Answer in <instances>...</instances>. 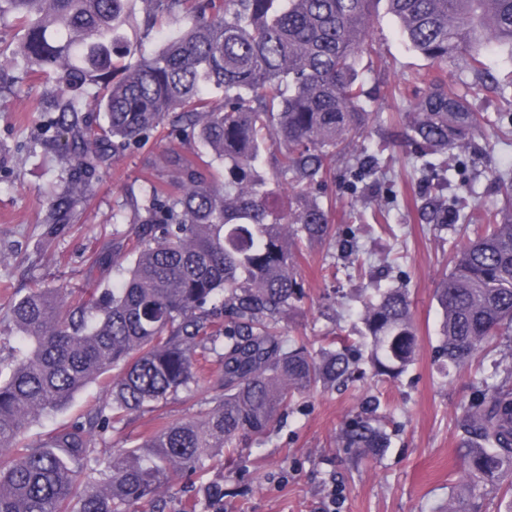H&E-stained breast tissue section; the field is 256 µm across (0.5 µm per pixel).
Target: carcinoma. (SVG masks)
Wrapping results in <instances>:
<instances>
[{"instance_id":"obj_1","label":"carcinoma","mask_w":512,"mask_h":512,"mask_svg":"<svg viewBox=\"0 0 512 512\" xmlns=\"http://www.w3.org/2000/svg\"><path fill=\"white\" fill-rule=\"evenodd\" d=\"M409 48L432 62L462 58L475 76L463 93L431 80L416 98L408 141L429 157L477 128L472 99L490 72V47L512 51V0H0V39L23 73L52 81L35 111L48 114L42 142L64 156V176L44 192L47 234L87 200L112 157L134 150L174 116L167 179L147 180L148 205L134 213V261L100 297L68 299L36 286L3 318L15 332L0 369V512H163L174 479L206 471L244 437H264L298 400L345 383L362 362L396 379L413 364L417 335L409 293L377 289L364 301L362 335L315 346L281 322L302 302L300 244L326 238L329 210L312 187L363 133L369 113L358 66L374 53L369 26L378 4ZM174 26L150 55L123 35ZM105 112L93 126L87 97ZM273 172L258 171L268 142ZM381 169L363 152L355 184ZM304 196L279 205L278 183ZM453 256L434 299L440 314L438 373L496 351L512 335V195ZM113 372L112 398L83 420L25 442L39 415ZM206 382L211 398L191 421L162 424L136 448L95 455V437L134 412ZM466 411L458 460L463 487L444 512H483L491 494L512 512V368L480 378ZM370 399L336 436L359 457L389 447Z\"/></svg>"}]
</instances>
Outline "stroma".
<instances>
[{
	"label": "stroma",
	"instance_id": "obj_1",
	"mask_svg": "<svg viewBox=\"0 0 512 512\" xmlns=\"http://www.w3.org/2000/svg\"><path fill=\"white\" fill-rule=\"evenodd\" d=\"M371 32L376 53L359 67L371 118L353 147L380 153L383 170L366 176L352 194L345 188L348 157L332 162L320 191L329 206L330 234L302 245L298 271L304 298L282 325L289 335L319 345L338 333L354 337L362 328L360 296L378 286H401L412 302L416 361L396 380L369 373L347 388L305 396L260 443L221 458L194 482L173 481L163 493L165 512H194L196 499L211 487L223 490L224 512H318L332 495L339 500L336 512H441L460 481L457 448L475 387L467 369L447 379L437 373L440 317L434 291L450 271L453 247L484 224L487 211L500 207V176L512 175V143L482 129L471 144L441 154L452 168L449 180L427 177L405 143L412 113L392 90L418 73L461 89L470 75L463 62L437 65L409 50L390 15L379 14ZM486 64L498 83L482 91L474 112L512 113V85L505 82L512 56L494 48ZM43 89L39 80L0 87V309L36 283L75 296L111 288L132 258L135 230L127 219L145 200L146 178L163 170L172 147L160 136L112 160L93 183L89 202L45 241L38 190L58 180L62 167L56 151L34 144L40 115L32 105ZM350 237L376 276L332 282L327 267L346 263L344 241ZM370 395L379 396L390 414V446L380 456L358 459L337 447L336 435ZM110 398L109 378L99 379L33 424L29 443ZM207 399L200 388L192 399H172L134 414L97 438L96 450L107 457L135 447L162 421L196 418Z\"/></svg>",
	"mask_w": 512,
	"mask_h": 512
}]
</instances>
